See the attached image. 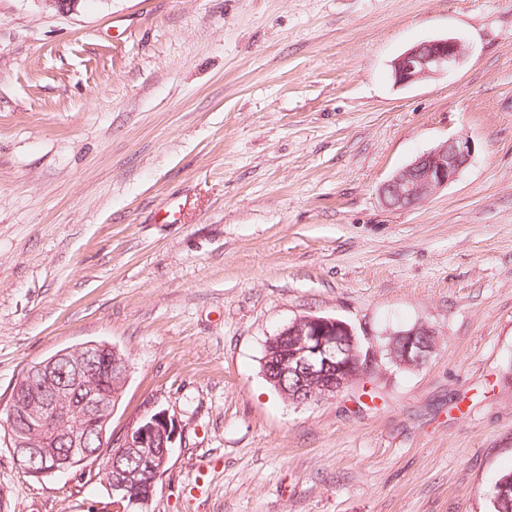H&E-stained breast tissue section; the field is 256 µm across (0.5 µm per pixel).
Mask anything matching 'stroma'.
I'll return each mask as SVG.
<instances>
[{"label":"stroma","mask_w":512,"mask_h":512,"mask_svg":"<svg viewBox=\"0 0 512 512\" xmlns=\"http://www.w3.org/2000/svg\"><path fill=\"white\" fill-rule=\"evenodd\" d=\"M454 71L402 86L406 49ZM426 202L380 185L452 137ZM348 323L376 368L297 405L269 336ZM424 324L425 364L386 356ZM104 341L121 435L177 440L150 512H490L512 471V0H0V410ZM0 512H117L99 465L36 478L0 430ZM467 49L459 38H437L419 43L397 57L392 65L397 83L411 85L457 68ZM471 155L468 137L450 138L395 171L380 186V198L387 208L414 207L455 180Z\"/></svg>","instance_id":"obj_1"}]
</instances>
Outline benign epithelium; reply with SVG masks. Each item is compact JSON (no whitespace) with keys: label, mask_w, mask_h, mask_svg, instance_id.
I'll list each match as a JSON object with an SVG mask.
<instances>
[{"label":"benign epithelium","mask_w":512,"mask_h":512,"mask_svg":"<svg viewBox=\"0 0 512 512\" xmlns=\"http://www.w3.org/2000/svg\"><path fill=\"white\" fill-rule=\"evenodd\" d=\"M467 49L456 37L419 43L397 57L392 65L396 82L411 85L457 68ZM472 143L467 137L450 138L395 171L379 188L391 209L414 207L456 179L468 164ZM436 349L435 332L421 324L393 334L388 358L399 367H416ZM375 360L374 351L362 345L352 327L335 317L303 315L268 338L265 378L288 401L304 404L330 398L358 381ZM70 368L58 375L60 362ZM129 362L120 351L103 342H88L64 349L30 366L12 390L7 411L18 422L8 432L18 465L30 476L46 470L39 458L63 450L65 460L54 470H66L67 461L80 457L102 462L110 495L142 512L151 493L137 491L140 473L113 470V459L137 454L152 476L159 477L177 439L176 425L164 411L141 418L115 438L110 431L112 412L128 379ZM288 374L298 375L289 389Z\"/></svg>","instance_id":"1"}]
</instances>
